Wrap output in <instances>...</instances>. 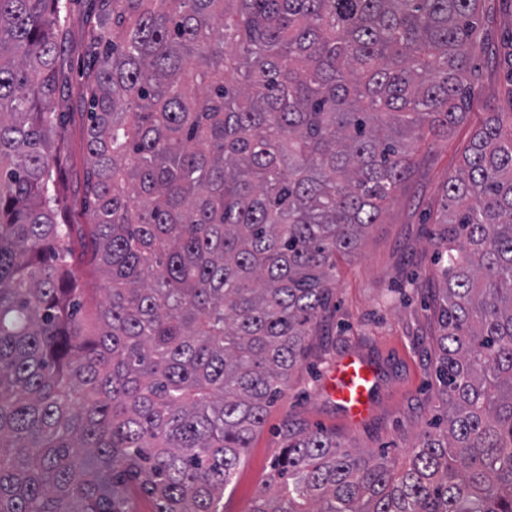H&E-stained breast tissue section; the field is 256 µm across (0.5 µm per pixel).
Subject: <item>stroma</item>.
Wrapping results in <instances>:
<instances>
[{"instance_id": "1", "label": "stroma", "mask_w": 512, "mask_h": 512, "mask_svg": "<svg viewBox=\"0 0 512 512\" xmlns=\"http://www.w3.org/2000/svg\"><path fill=\"white\" fill-rule=\"evenodd\" d=\"M480 24L477 91L465 123L421 146L409 178L381 223L367 230L352 256L339 260L331 315L309 338L300 365L254 435L245 461L224 492V512H248L281 452L282 432L289 427L321 430L348 446L387 452L394 473L408 468L410 447L439 406L433 369L440 280L434 265L435 227L425 218L440 210L444 183L455 173L473 131L488 113L512 110V101L503 93L512 73V0H491ZM65 27L68 80L61 87L65 147L57 178L64 190L65 220L88 224L92 218L82 199V182L88 166L84 135L89 105L80 77L87 24L82 13L70 11ZM350 351L382 367L373 412L358 424L345 418L325 387L336 359Z\"/></svg>"}]
</instances>
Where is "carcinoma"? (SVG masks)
I'll use <instances>...</instances> for the list:
<instances>
[{"label": "carcinoma", "mask_w": 512, "mask_h": 512, "mask_svg": "<svg viewBox=\"0 0 512 512\" xmlns=\"http://www.w3.org/2000/svg\"><path fill=\"white\" fill-rule=\"evenodd\" d=\"M95 304L53 178L62 0H0V512H224L415 145L466 120L486 0H85ZM440 413L288 428L248 512H512V122L446 182ZM75 258L77 260V270H79L82 288H102L103 280L99 274H95L88 266V259L83 255L80 242L75 238Z\"/></svg>", "instance_id": "cac0c4a2"}]
</instances>
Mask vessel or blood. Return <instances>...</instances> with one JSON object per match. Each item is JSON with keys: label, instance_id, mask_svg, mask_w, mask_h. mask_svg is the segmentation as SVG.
Returning <instances> with one entry per match:
<instances>
[{"label": "vessel or blood", "instance_id": "vessel-or-blood-1", "mask_svg": "<svg viewBox=\"0 0 512 512\" xmlns=\"http://www.w3.org/2000/svg\"><path fill=\"white\" fill-rule=\"evenodd\" d=\"M380 374L376 363L361 354L349 352L331 367L326 379L327 391L349 420L359 422L372 410Z\"/></svg>", "mask_w": 512, "mask_h": 512}]
</instances>
